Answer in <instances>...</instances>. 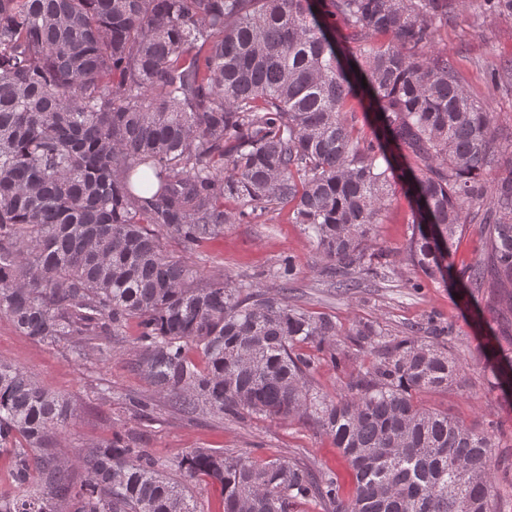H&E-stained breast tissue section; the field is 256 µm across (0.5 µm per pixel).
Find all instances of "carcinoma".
I'll list each match as a JSON object with an SVG mask.
<instances>
[{
	"label": "carcinoma",
	"mask_w": 512,
	"mask_h": 512,
	"mask_svg": "<svg viewBox=\"0 0 512 512\" xmlns=\"http://www.w3.org/2000/svg\"><path fill=\"white\" fill-rule=\"evenodd\" d=\"M340 22V46L329 35ZM448 0H0V315L29 339L86 344L103 360L127 321L136 367L181 411L306 418L350 464L354 497L305 465L193 448L178 466L219 484L224 512H493L491 437L414 395L460 383L441 340L398 339L289 303L281 293L208 278L166 253L192 252L246 216L288 209L340 292L385 278L372 250L389 189L413 203L405 252L461 297L504 289L512 305V172L491 182L512 143L437 49ZM387 35L386 44L372 42ZM205 54L192 53L195 46ZM367 98L374 137L348 99ZM231 200L236 208H224ZM480 254L455 269L471 222ZM375 350L330 398L311 384V345L337 368L341 337ZM485 340L488 384L512 398V357ZM194 346L204 361L188 355ZM76 410L25 369L0 361V453L12 484L0 512H198L122 431L79 456L73 482L55 438Z\"/></svg>",
	"instance_id": "obj_1"
}]
</instances>
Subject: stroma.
I'll use <instances>...</instances> for the list:
<instances>
[{"label":"stroma","instance_id":"stroma-1","mask_svg":"<svg viewBox=\"0 0 512 512\" xmlns=\"http://www.w3.org/2000/svg\"><path fill=\"white\" fill-rule=\"evenodd\" d=\"M448 25L438 38L461 86L475 99L490 100L495 122L512 131V13L497 12L486 0H448ZM412 207L400 185H393L378 224L372 231L375 251L386 254L394 270L385 279L364 281L342 294L323 281V260L302 225L291 223L287 211L257 221L228 224L222 236L204 243L191 256L208 277L260 282L269 294L281 283L275 276L280 259L292 257L297 277L289 291L291 303L325 315L349 328L375 320L389 334L411 324L447 328L448 348L463 366V385L425 394V405L449 414L478 432L491 435L495 473V512H512V406L489 387L483 343L505 330L507 309L481 296L465 304L454 283H433L407 261L404 248L411 233ZM136 321H129L112 343V360L102 363L93 349L74 361L69 344L45 345L22 336L0 315V360L29 371L40 384L71 397L77 404L61 435L59 448L68 459L74 482L86 473L80 449L92 447L125 430L147 449L163 474L177 479V460L192 448H217L245 453L257 460L283 457L307 464L316 477L338 478L343 499L355 492L352 470L331 437L309 421L219 419L184 414L169 399L154 396L135 366ZM151 398L152 414L138 415L132 400Z\"/></svg>","mask_w":512,"mask_h":512}]
</instances>
